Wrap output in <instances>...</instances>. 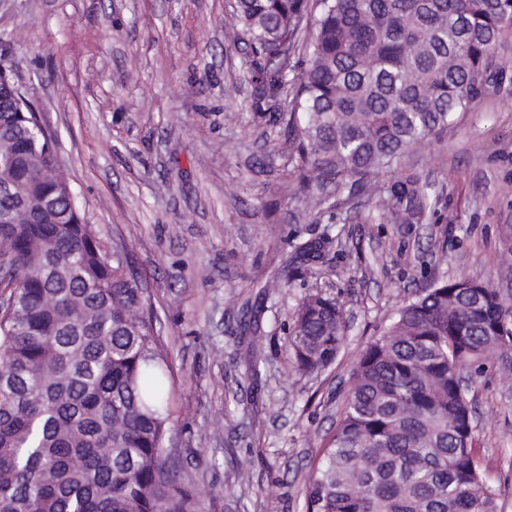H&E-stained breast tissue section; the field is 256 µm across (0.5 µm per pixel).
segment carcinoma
<instances>
[{"instance_id":"1","label":"carcinoma","mask_w":512,"mask_h":512,"mask_svg":"<svg viewBox=\"0 0 512 512\" xmlns=\"http://www.w3.org/2000/svg\"><path fill=\"white\" fill-rule=\"evenodd\" d=\"M235 0L253 112L284 125L306 191L378 198L376 220L422 224L432 186L379 177L457 112L512 89L498 50L512 0ZM0 71V512H204L165 466L171 367L145 291L58 175L57 135ZM322 244L295 259H322ZM345 313L319 293L289 327L301 375L331 366ZM512 350V300L470 278L401 306L360 353L336 426L309 470L305 512H498L474 454L462 373Z\"/></svg>"}]
</instances>
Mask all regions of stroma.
Wrapping results in <instances>:
<instances>
[{
	"mask_svg": "<svg viewBox=\"0 0 512 512\" xmlns=\"http://www.w3.org/2000/svg\"><path fill=\"white\" fill-rule=\"evenodd\" d=\"M234 0H0L9 62L57 132L75 204L141 276L170 355L168 463L205 512H305L312 459L355 360L398 307L463 276L512 296V95H486L402 166L438 196L427 224H369L363 198L317 212L288 181L282 130L256 119ZM322 264L272 282L297 243ZM336 298L347 339L299 376L288 326ZM476 454L512 512V352L470 375Z\"/></svg>",
	"mask_w": 512,
	"mask_h": 512,
	"instance_id": "35a3bbf8",
	"label": "stroma"
}]
</instances>
